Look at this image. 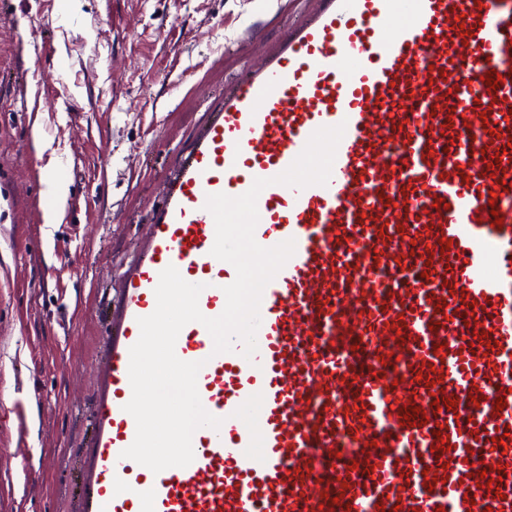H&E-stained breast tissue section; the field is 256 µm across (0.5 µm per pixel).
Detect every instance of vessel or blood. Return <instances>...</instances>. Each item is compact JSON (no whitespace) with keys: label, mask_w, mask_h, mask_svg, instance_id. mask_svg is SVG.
<instances>
[{"label":"vessel or blood","mask_w":512,"mask_h":512,"mask_svg":"<svg viewBox=\"0 0 512 512\" xmlns=\"http://www.w3.org/2000/svg\"><path fill=\"white\" fill-rule=\"evenodd\" d=\"M339 124L327 185L275 183ZM258 178L254 237L295 253L263 290L253 359L181 330L222 423L187 467L152 472L122 455L137 320L170 265L203 284L204 316L224 311L236 270L211 254L206 198ZM148 228L97 371L79 512H512V0H317L225 86Z\"/></svg>","instance_id":"1"}]
</instances>
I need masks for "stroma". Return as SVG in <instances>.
<instances>
[{"instance_id": "stroma-1", "label": "stroma", "mask_w": 512, "mask_h": 512, "mask_svg": "<svg viewBox=\"0 0 512 512\" xmlns=\"http://www.w3.org/2000/svg\"><path fill=\"white\" fill-rule=\"evenodd\" d=\"M315 0H0V512H78L105 314L226 80ZM40 127L48 147L37 152ZM66 174L59 223L41 174Z\"/></svg>"}]
</instances>
